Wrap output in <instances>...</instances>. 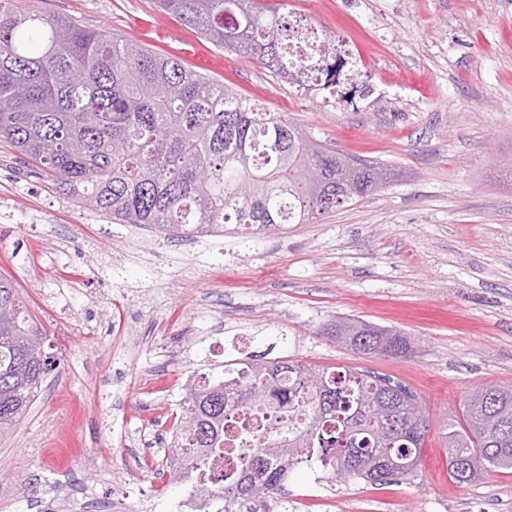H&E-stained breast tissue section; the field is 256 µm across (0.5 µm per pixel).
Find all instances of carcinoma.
I'll use <instances>...</instances> for the list:
<instances>
[{
  "mask_svg": "<svg viewBox=\"0 0 512 512\" xmlns=\"http://www.w3.org/2000/svg\"><path fill=\"white\" fill-rule=\"evenodd\" d=\"M0 0V140L68 187L79 203L126 224H151L170 238L253 237L282 224H310L367 195L380 169L337 154L279 112H265L172 56L138 49L105 30L60 16L22 12ZM209 40L288 77V20L265 0H158ZM0 433L25 417L58 358L18 289L0 280ZM326 334L363 355L406 358L399 332L338 318ZM238 471L199 491L224 512L277 495L288 473L318 463L336 480L387 484L413 475L430 429L412 392L368 370L317 367L287 358L224 363L212 379L184 385L168 454L184 480L205 466L202 450L224 451L238 411ZM458 484L512 469V386L479 388L448 423ZM355 461L339 470V458ZM409 465L386 468L387 456Z\"/></svg>",
  "mask_w": 512,
  "mask_h": 512,
  "instance_id": "1",
  "label": "carcinoma"
}]
</instances>
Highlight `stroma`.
<instances>
[{"label": "stroma", "mask_w": 512, "mask_h": 512, "mask_svg": "<svg viewBox=\"0 0 512 512\" xmlns=\"http://www.w3.org/2000/svg\"><path fill=\"white\" fill-rule=\"evenodd\" d=\"M173 55L383 180L315 224L255 239L165 237L81 206L0 141V278L60 359L0 435V512H166L164 455L185 378L257 355L399 381L432 426L413 477L294 470L249 512H512V470L460 485L447 419L464 392L512 386V0H287L367 61L356 111L270 74L155 0H19ZM347 317L400 331L407 359L324 335Z\"/></svg>", "instance_id": "35a3bbf8"}]
</instances>
